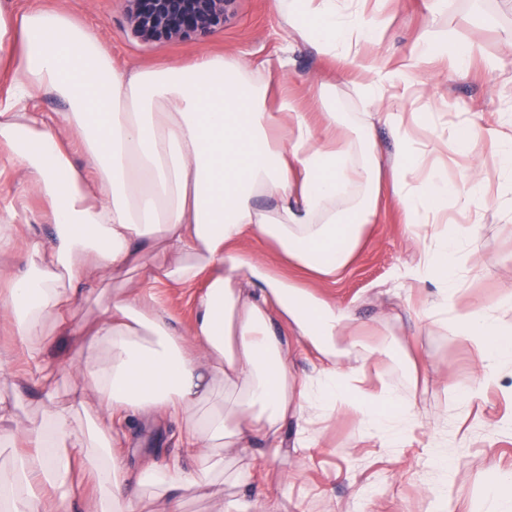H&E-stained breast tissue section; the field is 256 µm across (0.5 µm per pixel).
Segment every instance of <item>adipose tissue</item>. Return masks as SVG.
Instances as JSON below:
<instances>
[{"label":"adipose tissue","instance_id":"obj_1","mask_svg":"<svg viewBox=\"0 0 512 512\" xmlns=\"http://www.w3.org/2000/svg\"><path fill=\"white\" fill-rule=\"evenodd\" d=\"M282 18L313 47L368 70L358 45L379 35L374 17L343 13L338 0H274ZM0 157L19 167L29 191L47 204L50 240L31 239L24 271L0 270V331L18 338L31 378L52 386L53 368L38 358L47 326L66 314L84 284L103 281L155 248L172 264L142 265L137 280L84 332L88 358L73 369L68 405L18 423L0 404V447L18 463L0 469L8 512H141L140 490L182 512L180 491L207 486L226 459L254 440L276 442L286 421L295 446L308 448L319 413L343 408L369 437L394 438L408 417L401 393L363 385L368 359L398 361L407 382L430 375L403 337L368 346L348 308L273 273L251 242L273 245L318 282H338L378 214L381 162L372 124L356 127L326 113L315 128L288 98L266 109L267 87L238 60L209 55L162 69L116 70L107 45L58 11L16 12L0 0ZM39 97L68 109L29 111ZM397 146L392 192L411 224H435L449 199L481 197L486 174L472 164L461 186L449 185L427 152L385 113ZM495 137L503 156L500 189L512 192V137L471 120L461 144L476 150ZM85 164L76 167L74 152ZM473 225L446 235L399 269L395 288L432 283L426 320L475 348L480 388L495 385L496 366L512 359V326L456 303L455 269L469 262ZM192 289L195 317L174 327L151 285ZM286 321L278 336L276 320ZM317 362L313 376L292 369L294 348ZM165 412L182 423L193 467L173 462L130 475L122 450L129 418ZM249 483L251 466L227 470ZM90 478L107 492L75 501Z\"/></svg>","mask_w":512,"mask_h":512}]
</instances>
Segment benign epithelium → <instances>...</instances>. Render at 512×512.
Wrapping results in <instances>:
<instances>
[{"instance_id":"7a95c632","label":"benign epithelium","mask_w":512,"mask_h":512,"mask_svg":"<svg viewBox=\"0 0 512 512\" xmlns=\"http://www.w3.org/2000/svg\"><path fill=\"white\" fill-rule=\"evenodd\" d=\"M132 34L144 42L205 37L224 26L230 0H123Z\"/></svg>"}]
</instances>
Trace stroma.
Returning <instances> with one entry per match:
<instances>
[{"instance_id":"35a3bbf8","label":"stroma","mask_w":512,"mask_h":512,"mask_svg":"<svg viewBox=\"0 0 512 512\" xmlns=\"http://www.w3.org/2000/svg\"><path fill=\"white\" fill-rule=\"evenodd\" d=\"M428 3L360 0L359 9L379 12L385 25L379 39L361 43L371 66L361 72L317 53L290 32L272 0H231L223 29L177 43H147L134 37L120 0H14L21 12L65 11L108 43L120 69L185 64L204 53L241 60L256 79L268 83V106L289 96L317 126L325 109L352 126L374 122L378 148L387 158L396 146L375 114L380 109L397 113L405 124H417L423 143L446 156L447 178L453 182L459 167L471 162L459 151V133L472 114L482 113L488 125L512 117V52L507 49L512 41V0H449L447 12L437 16ZM446 38L475 44L468 67L439 58L411 62L418 40ZM489 58L502 59V68L488 71ZM406 61L411 64L407 77L414 93L386 99L381 107L364 97L360 87L374 72ZM21 195L28 198L27 211L14 218L21 238L13 254L0 257V266L15 272L26 265L25 239L30 231L47 238L52 227L41 218L44 201L28 195L22 171L0 162V200ZM479 219L470 242L474 257L461 273L458 303L512 324V309L502 303L512 294V196L499 193L494 181L479 203ZM422 245V228L405 223L392 197H383L378 221L370 226L364 246L343 280L330 290L338 302L354 303L362 342L374 343L384 334L408 337L417 352L443 373L427 388L404 389L412 413L402 424L404 440L385 445L367 441L358 418L339 410L325 417L314 446L297 452L296 426L287 422L279 449L260 439L248 448L245 458L255 472L252 482L237 485L215 474L209 487L183 491V512H216L217 503L235 500L267 501L278 512H433L432 493L444 485L461 512H484L488 472L512 469V360L498 366L495 386L468 398L467 390L476 381L471 344L419 318L434 285L412 283L396 295L388 291L394 273L411 263ZM121 285L118 277L89 284L71 311L67 330L46 337L43 357L61 369L53 397L16 380L15 372L24 369V362L0 372V401L14 406L18 418L35 416L50 401L66 404L71 384L66 367L87 355L81 332L100 318L113 290ZM180 434L176 420L132 421L124 450L127 465L137 470L148 458L163 465L181 457ZM277 474L287 475V482L276 484Z\"/></svg>"}]
</instances>
